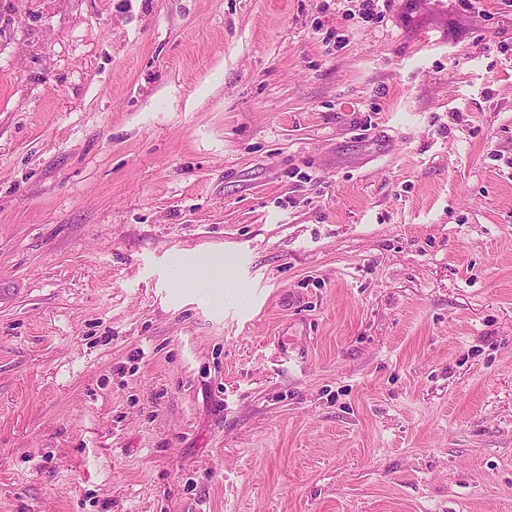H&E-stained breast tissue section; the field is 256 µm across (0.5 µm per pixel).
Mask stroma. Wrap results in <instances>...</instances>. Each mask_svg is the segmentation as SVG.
Segmentation results:
<instances>
[{"label":"stroma","mask_w":512,"mask_h":512,"mask_svg":"<svg viewBox=\"0 0 512 512\" xmlns=\"http://www.w3.org/2000/svg\"><path fill=\"white\" fill-rule=\"evenodd\" d=\"M378 9L0 0V512H512V0Z\"/></svg>","instance_id":"35a3bbf8"}]
</instances>
